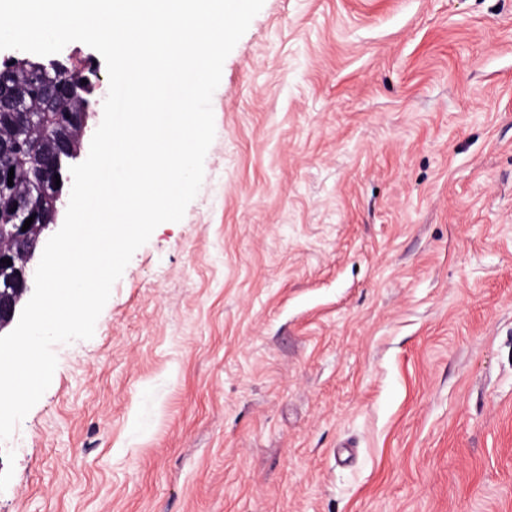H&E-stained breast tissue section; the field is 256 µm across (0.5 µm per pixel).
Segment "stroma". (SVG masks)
<instances>
[{
    "mask_svg": "<svg viewBox=\"0 0 512 512\" xmlns=\"http://www.w3.org/2000/svg\"><path fill=\"white\" fill-rule=\"evenodd\" d=\"M212 108L0 512H512V0H264Z\"/></svg>",
    "mask_w": 512,
    "mask_h": 512,
    "instance_id": "1",
    "label": "stroma"
}]
</instances>
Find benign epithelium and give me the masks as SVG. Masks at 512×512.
<instances>
[{
	"instance_id": "obj_1",
	"label": "benign epithelium",
	"mask_w": 512,
	"mask_h": 512,
	"mask_svg": "<svg viewBox=\"0 0 512 512\" xmlns=\"http://www.w3.org/2000/svg\"><path fill=\"white\" fill-rule=\"evenodd\" d=\"M95 87L54 59L12 56L0 64V275L8 283L0 289V331L15 320L29 291L28 263L56 225L66 166L80 154ZM30 217V228L22 230Z\"/></svg>"
}]
</instances>
